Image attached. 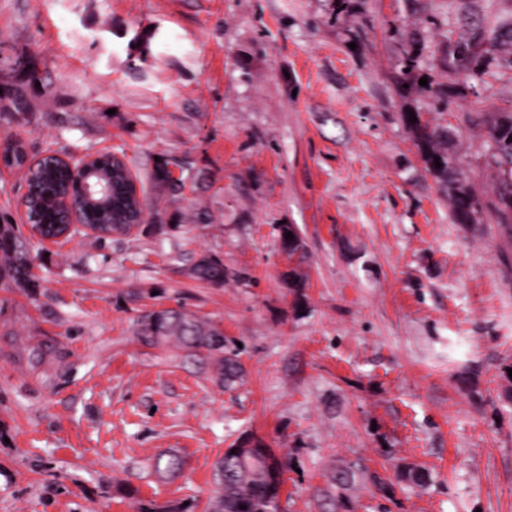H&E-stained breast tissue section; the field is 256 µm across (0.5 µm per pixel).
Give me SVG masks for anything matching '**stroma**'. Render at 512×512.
<instances>
[{
	"instance_id": "35a3bbf8",
	"label": "stroma",
	"mask_w": 512,
	"mask_h": 512,
	"mask_svg": "<svg viewBox=\"0 0 512 512\" xmlns=\"http://www.w3.org/2000/svg\"><path fill=\"white\" fill-rule=\"evenodd\" d=\"M336 4L0 0V45L46 75L30 125L0 96V137L125 153L150 205L135 236L32 241L40 288H0V512H205L246 435L288 464L280 512H512V243L454 224L404 121L512 110V83L444 112L400 96L397 47L424 43L431 70L424 19L448 0ZM485 149L474 134L459 157L490 207ZM162 154L178 191L151 180ZM205 250L224 287L188 277ZM177 305L239 344L243 385L138 340L140 310ZM169 455L182 470L156 472Z\"/></svg>"
}]
</instances>
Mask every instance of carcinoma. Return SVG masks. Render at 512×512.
Segmentation results:
<instances>
[{"label": "carcinoma", "mask_w": 512, "mask_h": 512, "mask_svg": "<svg viewBox=\"0 0 512 512\" xmlns=\"http://www.w3.org/2000/svg\"><path fill=\"white\" fill-rule=\"evenodd\" d=\"M448 36L437 45L432 56L437 69L448 82H439L432 73H423L419 58L423 48L416 43L402 46V66L398 79L399 91L408 97L446 102L453 89V78L482 83L494 81L512 83V20L496 29H489L476 20L467 27L447 24ZM19 73L20 82L12 85L13 105L27 107L25 93L44 78L39 63L0 58V79L5 81ZM428 85H419L421 78ZM417 121H408L412 140L427 171L434 178L448 183L449 205L455 223L468 231L481 223L484 213L482 198L463 178L458 158L452 151L453 143L463 140L476 128L483 129L487 142L485 164L498 174L496 192L498 202L492 219L508 238L512 239V112L487 115L469 112L458 126L448 129L429 122L426 113H415ZM3 161L7 167L26 166L24 143L12 134L4 137ZM441 168H436L434 158ZM171 161L160 159L152 173V180L160 185L173 182ZM27 184L39 199L53 200L67 192L78 195L70 173L60 159L51 155L43 158L30 171ZM28 218L34 229H47L48 234L61 232L60 214L54 205L35 211L28 207ZM283 252L293 255L303 249V241L291 224L275 227ZM294 239L288 241L286 232ZM189 276L212 288L224 287V259L212 252H202L189 268ZM6 279L15 287L31 293L39 287L33 272L29 249L24 237L12 224H0V281ZM137 336L148 345L173 347L196 358L208 379L214 384L232 389L243 381L245 370L238 352L211 320L183 306L146 310L137 319ZM285 462L277 459L261 439L248 438L231 449H226L213 472L214 495L208 502V512H278L281 492V473Z\"/></svg>", "instance_id": "carcinoma-1"}]
</instances>
